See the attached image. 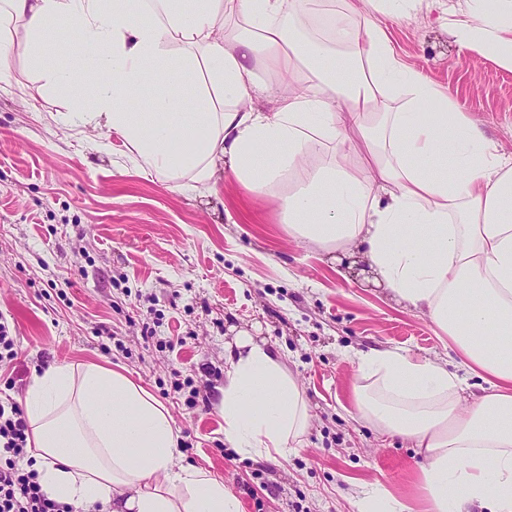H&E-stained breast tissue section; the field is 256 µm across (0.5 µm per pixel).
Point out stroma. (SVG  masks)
<instances>
[{
    "label": "stroma",
    "mask_w": 512,
    "mask_h": 512,
    "mask_svg": "<svg viewBox=\"0 0 512 512\" xmlns=\"http://www.w3.org/2000/svg\"><path fill=\"white\" fill-rule=\"evenodd\" d=\"M384 23L399 59L512 155V71L458 51L439 0ZM37 86L24 57L0 78V313L21 346L0 385L12 382L17 398L48 365L108 363L166 405L193 444L182 463L223 477L243 512H357L367 485L423 512L415 448L354 412L352 356L446 358L427 316L395 303L348 253L290 236L271 198L249 197L224 173L170 188L118 135L61 122L79 88ZM242 330L277 350L306 394V446L288 458L224 444V345ZM178 377L201 388L195 407L172 392Z\"/></svg>",
    "instance_id": "1"
}]
</instances>
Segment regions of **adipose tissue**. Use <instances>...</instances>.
<instances>
[{
  "label": "adipose tissue",
  "instance_id": "1",
  "mask_svg": "<svg viewBox=\"0 0 512 512\" xmlns=\"http://www.w3.org/2000/svg\"><path fill=\"white\" fill-rule=\"evenodd\" d=\"M305 0H0V75L25 55L41 88L69 86L86 61L95 109L143 171L166 183L213 180L219 160L250 194L278 183L295 237L356 249L387 291L447 337L452 363L397 349L356 355L354 408L380 434L413 441L428 512H512V157L452 97L398 58L380 16L415 0H371L334 53L299 31ZM242 29L225 33V14ZM460 49L512 71V0H448ZM287 79L286 89L256 80ZM276 109L255 110L254 96ZM144 95L147 112L125 100ZM224 443L251 458L304 447L311 414L278 352L227 344ZM486 383L465 394L461 371ZM27 452L43 492L109 512H242L210 469L179 463L167 407L125 373L64 363L22 398Z\"/></svg>",
  "mask_w": 512,
  "mask_h": 512
}]
</instances>
